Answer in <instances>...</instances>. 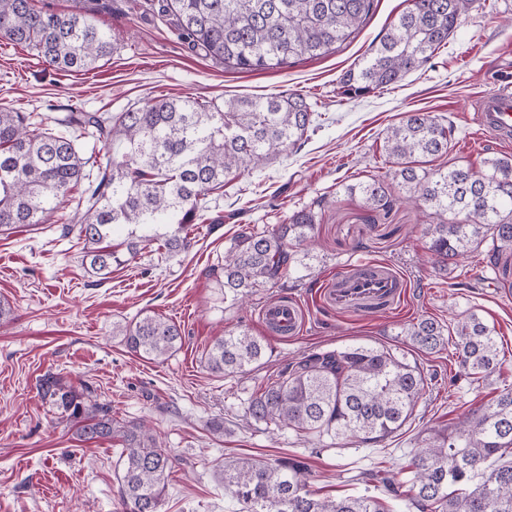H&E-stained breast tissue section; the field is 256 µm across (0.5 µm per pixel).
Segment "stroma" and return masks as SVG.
Instances as JSON below:
<instances>
[{
    "label": "stroma",
    "instance_id": "1",
    "mask_svg": "<svg viewBox=\"0 0 512 512\" xmlns=\"http://www.w3.org/2000/svg\"><path fill=\"white\" fill-rule=\"evenodd\" d=\"M160 2L103 0L95 17L112 31V56L88 72L59 71L30 48L0 41V104L50 122L73 112H122L159 96L220 104L288 91L312 105L308 139L299 150L226 179L176 257L161 256L153 243L128 256L127 231L115 229L112 248L125 261L104 281L90 274L76 234L63 232L77 197L47 223L0 235V300L11 308L0 320V512H121V437L80 440L74 424L37 391L49 372L89 388L113 418L149 426L158 445L176 455L160 512H239L217 477L219 465L238 455L300 458L310 489L321 497L357 493V479L368 470L406 483L416 448L512 388V297L496 294L498 278L483 252L444 267L434 263L424 233L429 219L393 181L382 144L404 113L426 112L454 127L440 165L478 171L486 157L512 155V143L497 142L474 115L512 64V0H475L428 64L361 97L343 94L340 79L408 0H376L354 39L323 58L248 73L192 50ZM369 174L384 180L395 199L389 211L372 216L360 197L340 189ZM320 198L326 205L315 212L306 267L244 301L225 299L221 267L236 237L248 227L286 223ZM361 260L386 264L404 280L406 294L394 311L337 312L319 301V289L337 270ZM281 297L296 300L303 312L291 338L270 333L261 318ZM146 313L182 331L181 348L166 361L132 353L112 333L114 325ZM472 313L495 329L502 359L482 379L461 375L453 344L426 352L406 334L423 319L447 326ZM241 329L262 339L265 357L247 373H211L204 360L209 346ZM358 345L390 350L425 379L411 419L381 443L306 439L247 414L250 395L304 355Z\"/></svg>",
    "mask_w": 512,
    "mask_h": 512
}]
</instances>
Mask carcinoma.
<instances>
[{"mask_svg": "<svg viewBox=\"0 0 512 512\" xmlns=\"http://www.w3.org/2000/svg\"><path fill=\"white\" fill-rule=\"evenodd\" d=\"M63 13L35 8L33 0H0V38L25 45L54 68L89 71L112 55V34L93 22L87 3ZM189 45L243 72L279 69L319 58L358 30L374 0H161ZM473 0H410L398 21L342 80L343 93L361 96L400 82L448 44ZM314 111L304 96L280 92L235 97L219 108L207 100L153 99L144 106L101 116L73 112L58 126L36 125L31 116L0 106V233L44 224L64 198L84 185L64 232H78L93 275L106 279L119 257L102 245L113 228L131 229L128 252L162 241L170 255L187 247L188 230L208 211V196L241 168L298 150ZM106 148L85 153L78 137ZM452 126L423 112H407L387 131L384 149L394 178L438 219L429 225L430 250L450 260L486 243L490 263L512 268V158L469 166L430 168L422 158L448 153ZM371 211L387 210L391 196L373 175L342 186ZM315 214L303 209L288 223L248 231L224 254V299L275 284L303 265L300 247L313 238ZM458 363L467 375L492 373L498 360L495 330L471 313L452 327ZM130 351L165 360L182 345L179 326L146 315L112 328ZM414 345H444V328L424 319L407 332ZM265 346L247 330L216 339L205 355L218 375L242 373L264 357ZM424 380L393 353L368 346L309 354L281 371L249 401L257 421L287 427L300 436L351 438L375 444L411 417ZM42 399L75 423L85 440L119 433L125 458L119 477L122 512H159L175 458L141 425L123 424L89 390L48 373L39 380ZM417 512H512V389L464 417L448 434L418 450L409 465ZM305 463L236 457L219 466L224 490L244 512H385L373 494L328 499L308 489Z\"/></svg>", "mask_w": 512, "mask_h": 512, "instance_id": "cac0c4a2", "label": "carcinoma"}]
</instances>
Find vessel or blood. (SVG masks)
Here are the masks:
<instances>
[{"label":"vessel or blood","instance_id":"vessel-or-blood-1","mask_svg":"<svg viewBox=\"0 0 512 512\" xmlns=\"http://www.w3.org/2000/svg\"><path fill=\"white\" fill-rule=\"evenodd\" d=\"M475 119L486 132L501 140L512 139V79L500 84L478 102ZM403 283L389 267L378 263H358L346 266L335 282L322 288L326 304L339 310H350L372 302L382 311H389L401 293ZM267 326L287 327L296 334L301 314L291 301H275L263 312Z\"/></svg>","mask_w":512,"mask_h":512}]
</instances>
